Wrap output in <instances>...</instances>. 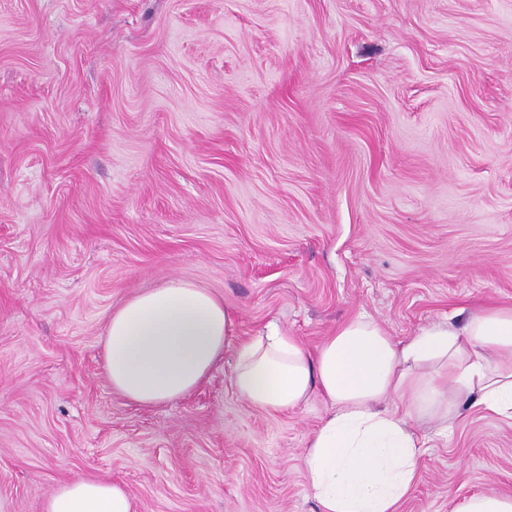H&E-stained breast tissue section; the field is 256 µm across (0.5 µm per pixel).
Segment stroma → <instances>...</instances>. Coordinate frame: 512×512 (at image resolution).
Returning a JSON list of instances; mask_svg holds the SVG:
<instances>
[{
    "instance_id": "stroma-1",
    "label": "stroma",
    "mask_w": 512,
    "mask_h": 512,
    "mask_svg": "<svg viewBox=\"0 0 512 512\" xmlns=\"http://www.w3.org/2000/svg\"><path fill=\"white\" fill-rule=\"evenodd\" d=\"M183 278L244 340H403L512 306V0H0V512L76 476L137 512H319L320 397H238L233 353L140 407L113 310ZM427 440L399 512L512 496V421Z\"/></svg>"
}]
</instances>
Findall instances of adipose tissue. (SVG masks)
Returning <instances> with one entry per match:
<instances>
[{
    "label": "adipose tissue",
    "instance_id": "adipose-tissue-1",
    "mask_svg": "<svg viewBox=\"0 0 512 512\" xmlns=\"http://www.w3.org/2000/svg\"><path fill=\"white\" fill-rule=\"evenodd\" d=\"M234 332L223 300L173 279L113 311L103 369L114 391L149 407L196 390L230 349L233 387L253 407L280 412L320 396L327 411L303 457L320 512H397L424 446L409 414L442 435L464 406L512 421V306L484 305L400 341L360 315L313 350L274 323L238 342ZM45 512L136 510L123 485L85 476L59 486Z\"/></svg>",
    "mask_w": 512,
    "mask_h": 512
}]
</instances>
